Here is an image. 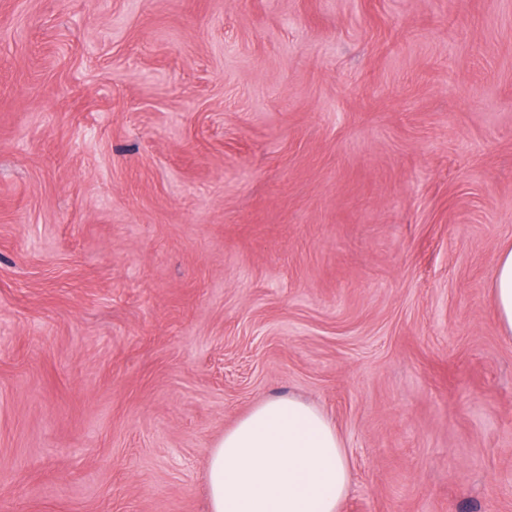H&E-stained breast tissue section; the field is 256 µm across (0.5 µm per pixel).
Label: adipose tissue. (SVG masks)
<instances>
[{"label":"adipose tissue","mask_w":512,"mask_h":512,"mask_svg":"<svg viewBox=\"0 0 512 512\" xmlns=\"http://www.w3.org/2000/svg\"><path fill=\"white\" fill-rule=\"evenodd\" d=\"M491 293L512 335V245L498 258ZM207 512H339L351 489L335 425L288 397L261 401L219 440L207 466Z\"/></svg>","instance_id":"adipose-tissue-1"}]
</instances>
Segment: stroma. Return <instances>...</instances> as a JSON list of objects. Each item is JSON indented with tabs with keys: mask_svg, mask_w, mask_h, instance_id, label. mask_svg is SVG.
Listing matches in <instances>:
<instances>
[{
	"mask_svg": "<svg viewBox=\"0 0 512 512\" xmlns=\"http://www.w3.org/2000/svg\"><path fill=\"white\" fill-rule=\"evenodd\" d=\"M512 0H0V512H205L270 397L340 512H512ZM491 293L505 336L512 335V245L505 247L498 258L491 282Z\"/></svg>",
	"mask_w": 512,
	"mask_h": 512,
	"instance_id": "1",
	"label": "stroma"
}]
</instances>
